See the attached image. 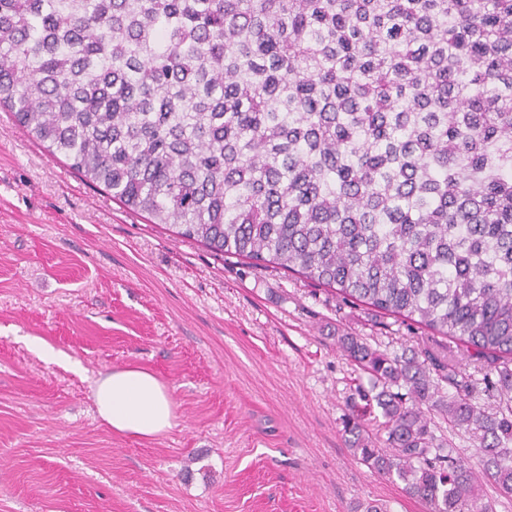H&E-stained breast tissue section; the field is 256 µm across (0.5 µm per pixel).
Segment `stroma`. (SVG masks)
<instances>
[{"instance_id":"1","label":"stroma","mask_w":512,"mask_h":512,"mask_svg":"<svg viewBox=\"0 0 512 512\" xmlns=\"http://www.w3.org/2000/svg\"><path fill=\"white\" fill-rule=\"evenodd\" d=\"M346 332L390 355L464 351L130 212L0 107V512H424L345 442L363 377L336 345ZM131 364L174 403L151 439L113 432L93 405L98 374ZM430 429L493 512H512L470 435L439 415Z\"/></svg>"}]
</instances>
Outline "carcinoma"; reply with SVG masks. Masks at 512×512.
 Here are the masks:
<instances>
[{"mask_svg":"<svg viewBox=\"0 0 512 512\" xmlns=\"http://www.w3.org/2000/svg\"><path fill=\"white\" fill-rule=\"evenodd\" d=\"M0 107L152 223L459 340L512 402V0H0ZM337 344L368 381L359 463L427 512H492L438 412L512 494V408Z\"/></svg>","mask_w":512,"mask_h":512,"instance_id":"1","label":"carcinoma"}]
</instances>
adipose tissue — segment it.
Masks as SVG:
<instances>
[{"label": "adipose tissue", "instance_id": "ef3b65f1", "mask_svg": "<svg viewBox=\"0 0 512 512\" xmlns=\"http://www.w3.org/2000/svg\"><path fill=\"white\" fill-rule=\"evenodd\" d=\"M93 399L100 419L123 435L153 438L174 425L173 403L166 386L138 366L101 376L95 383Z\"/></svg>", "mask_w": 512, "mask_h": 512}]
</instances>
